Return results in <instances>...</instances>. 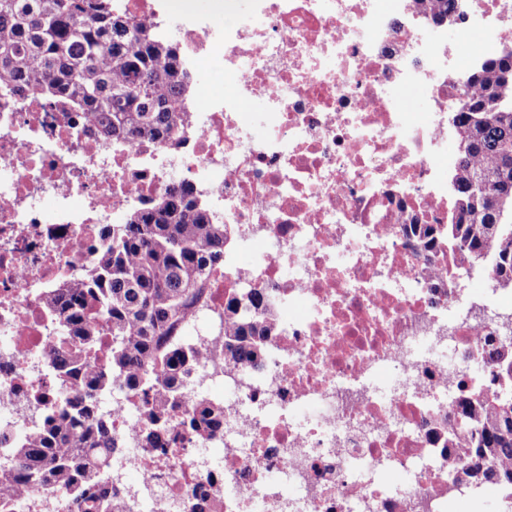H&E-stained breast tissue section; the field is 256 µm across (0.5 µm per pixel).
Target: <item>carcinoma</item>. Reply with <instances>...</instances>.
Masks as SVG:
<instances>
[{
  "label": "carcinoma",
  "instance_id": "obj_1",
  "mask_svg": "<svg viewBox=\"0 0 512 512\" xmlns=\"http://www.w3.org/2000/svg\"><path fill=\"white\" fill-rule=\"evenodd\" d=\"M113 0H0V91L48 103L62 101L82 112L100 132L130 143H179L187 121L183 100L192 74L179 65L177 42L158 36L112 8ZM442 19L458 0H418ZM475 89L455 126L459 155L451 175L453 215L445 227H421L426 246L443 239L512 284V219L501 217L492 195L512 207V52L485 61ZM224 227L180 183L134 209L122 224H108L104 245L85 279L61 297L65 331L52 353L56 369L83 373L91 390L61 400L41 428L15 449L9 469L0 468V493L18 494L34 484L69 487L75 506L92 501L112 506L109 465L112 435L94 414L97 392L115 376L139 397L142 441L147 448L171 442L170 411L191 355L177 340L212 267L224 260ZM228 360L255 365L264 355L275 319L265 292L253 289L224 304ZM112 344L105 360L99 336ZM500 377L512 380V351L490 353ZM512 416V392L465 401L448 440L466 449L471 466L456 481H491L512 512V437L502 433ZM223 412L200 401L183 421L199 436L215 431Z\"/></svg>",
  "mask_w": 512,
  "mask_h": 512
}]
</instances>
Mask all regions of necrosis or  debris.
Segmentation results:
<instances>
[{"instance_id": "necrosis-or-debris-1", "label": "necrosis or debris", "mask_w": 512, "mask_h": 512, "mask_svg": "<svg viewBox=\"0 0 512 512\" xmlns=\"http://www.w3.org/2000/svg\"><path fill=\"white\" fill-rule=\"evenodd\" d=\"M114 4L160 34L177 25L190 71L221 59L222 89L199 82L176 146L112 140L83 114L0 96V465L74 391L50 360L54 293L93 265L103 225L182 180L227 236L182 330L197 360L171 422L206 400L224 425L144 447L115 381L101 404L111 512H181L191 495L224 512H457L488 497L449 480L465 460L448 425L459 400L500 390L488 351L512 300L475 267L449 279L458 250L425 248L414 227L448 221V103L512 41V0H461L450 26L416 0H224L220 17ZM252 288L276 326L245 368L224 354V302ZM18 503L75 509L54 485Z\"/></svg>"}]
</instances>
